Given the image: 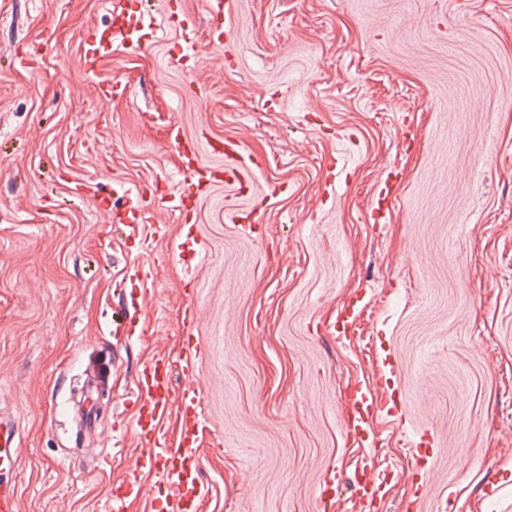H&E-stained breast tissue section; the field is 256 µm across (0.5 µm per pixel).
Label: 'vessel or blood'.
I'll list each match as a JSON object with an SVG mask.
<instances>
[{"label":"vessel or blood","instance_id":"1","mask_svg":"<svg viewBox=\"0 0 512 512\" xmlns=\"http://www.w3.org/2000/svg\"><path fill=\"white\" fill-rule=\"evenodd\" d=\"M234 0H212L210 18L212 26L232 40L233 32L228 24ZM82 68L91 75L104 98L112 99L127 95L128 87L121 81L104 75L99 69L100 50L97 35L86 31L82 36ZM170 143L179 154L189 155L190 161L181 169L185 187L183 190L166 193L167 206L181 210L185 201L195 200L199 192L214 186L213 166L198 162L202 145L187 138L179 125H172ZM224 159V182L233 186L255 187V171L240 152L239 143H231L220 152ZM201 347L194 341L183 343L177 359L159 355L143 363L135 379V390L131 404L135 415L133 433L140 449L133 467L110 494L111 512H125L128 500L137 498L141 491L140 474L157 471L175 491V512H185L188 502H203L204 495L195 479L201 464L197 443L199 427L203 421L200 411L201 391L195 372L196 357ZM180 361L183 383L180 388L178 408L181 418L180 442L171 447L164 427V419L170 411L171 378L173 361ZM389 404L385 395L374 394L371 387L355 389L352 395L351 428L358 440L373 443L370 424L374 416L384 412ZM20 434L10 416L0 414V512H20L19 487L15 475L20 468ZM376 462L364 466L365 479L355 483V508L357 512H369L381 493V485L375 474Z\"/></svg>","mask_w":512,"mask_h":512}]
</instances>
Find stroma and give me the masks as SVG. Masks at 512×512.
Returning <instances> with one entry per match:
<instances>
[{"instance_id": "obj_1", "label": "stroma", "mask_w": 512, "mask_h": 512, "mask_svg": "<svg viewBox=\"0 0 512 512\" xmlns=\"http://www.w3.org/2000/svg\"><path fill=\"white\" fill-rule=\"evenodd\" d=\"M112 2L0 0V410L22 436L20 512H107L136 454L111 422L131 419L142 363L189 335L208 351L201 512H352L351 487L321 505L315 489L368 458L389 472L371 512H512V0H238L228 44L209 0H182L188 28L129 48ZM90 27L132 95L103 100L82 69ZM174 123L241 141L259 232L225 223L249 202L225 186L115 221L128 189L178 187ZM105 358L85 435L68 400ZM369 382L397 404L368 448L346 394Z\"/></svg>"}]
</instances>
